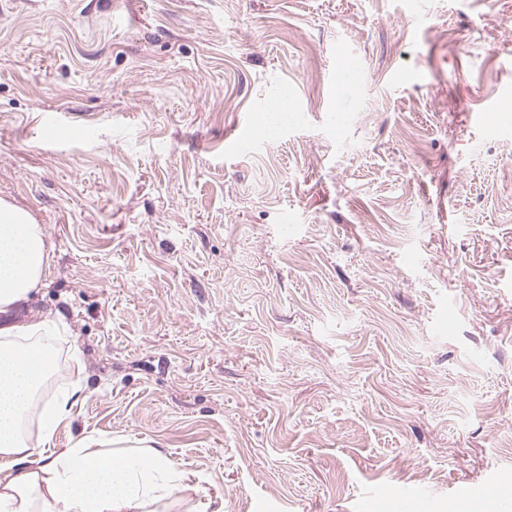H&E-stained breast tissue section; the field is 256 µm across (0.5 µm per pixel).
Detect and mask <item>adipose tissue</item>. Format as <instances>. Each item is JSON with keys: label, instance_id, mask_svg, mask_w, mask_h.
I'll return each instance as SVG.
<instances>
[{"label": "adipose tissue", "instance_id": "1", "mask_svg": "<svg viewBox=\"0 0 512 512\" xmlns=\"http://www.w3.org/2000/svg\"><path fill=\"white\" fill-rule=\"evenodd\" d=\"M50 261L32 214L0 200V512H159L181 480L159 452L118 454L92 437L54 447L81 387L49 400L38 393L55 369L44 340L61 333L55 317L31 306ZM32 413L41 421L34 436L23 428Z\"/></svg>", "mask_w": 512, "mask_h": 512}]
</instances>
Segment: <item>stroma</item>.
Segmentation results:
<instances>
[{
    "label": "stroma",
    "mask_w": 512,
    "mask_h": 512,
    "mask_svg": "<svg viewBox=\"0 0 512 512\" xmlns=\"http://www.w3.org/2000/svg\"><path fill=\"white\" fill-rule=\"evenodd\" d=\"M506 99L512 0H0V199L87 387L56 447L161 451L167 512H467L512 474ZM505 480L492 479L464 495V502L471 512H478L484 500L499 496Z\"/></svg>",
    "instance_id": "obj_1"
}]
</instances>
